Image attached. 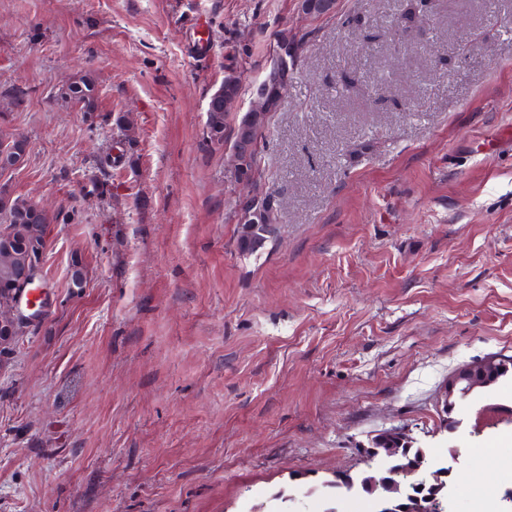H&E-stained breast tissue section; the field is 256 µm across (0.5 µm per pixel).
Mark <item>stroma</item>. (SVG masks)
Masks as SVG:
<instances>
[{
	"instance_id": "obj_1",
	"label": "stroma",
	"mask_w": 512,
	"mask_h": 512,
	"mask_svg": "<svg viewBox=\"0 0 512 512\" xmlns=\"http://www.w3.org/2000/svg\"><path fill=\"white\" fill-rule=\"evenodd\" d=\"M0 0V187L49 225L53 304L0 353V512H374L328 494L404 428L431 459L480 441L453 512L512 477V424L449 377L512 356V0ZM304 36L259 145L279 231L236 248L244 196L205 138L227 66L251 101L281 32ZM92 73L98 119L62 102ZM130 138L116 148L117 115ZM84 285H70L72 262ZM496 363L498 365L503 366L502 369L498 372V376L496 378L491 379L489 382H484L477 386H473L470 383H459L454 388L452 393L448 391V402H445L443 404V410L444 412H446V414H448V428L453 429V427L455 426V418H453L451 415L454 412L457 402L464 401L475 388L489 386L497 382L501 377L505 376L507 373H512V356H503L499 358L496 361ZM451 395L452 398H450Z\"/></svg>"
}]
</instances>
